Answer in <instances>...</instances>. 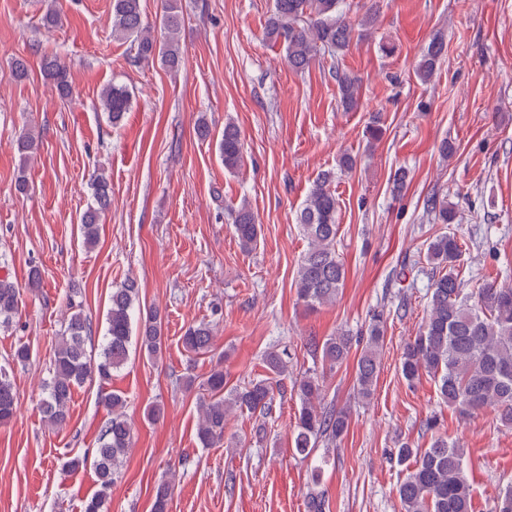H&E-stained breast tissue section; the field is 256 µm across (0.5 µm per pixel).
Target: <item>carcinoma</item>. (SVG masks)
<instances>
[{"instance_id":"1","label":"carcinoma","mask_w":512,"mask_h":512,"mask_svg":"<svg viewBox=\"0 0 512 512\" xmlns=\"http://www.w3.org/2000/svg\"><path fill=\"white\" fill-rule=\"evenodd\" d=\"M340 0H274L272 13L265 25L266 39L282 44L288 68L303 72L309 68L316 52L334 57L350 47L355 32L373 28L371 13L353 24L339 12ZM184 18L177 0H165L158 27L145 21L142 0H112V38L130 43L135 62H159L170 70L182 63L180 31ZM445 41L434 37L416 65L417 77L430 81L445 52ZM41 69L63 98L73 96L74 87L67 67L54 56L41 60ZM342 107L351 111L358 106L359 86L347 71L335 70ZM99 107L110 122L118 124L131 107L128 90L108 85L99 95ZM18 150L24 156L37 149V138L23 129L17 137ZM244 143L238 126L227 121L218 142L224 169L234 172L243 159ZM336 173L321 172L296 214L308 240V249L297 268L296 293L308 309H316L336 300L346 280V269L336 254L338 199L333 183ZM94 203L81 215V235L87 247L99 238L102 216L111 205L110 182L102 175L90 178ZM426 211L442 224H451L455 211L447 199L433 195ZM234 234L242 250L257 247L261 227L244 201L234 214ZM462 254L455 234L442 233L429 242L426 260L441 271L434 279L426 319L419 335L409 341L401 356V374L408 383L429 373L438 385L441 399L455 409L460 418L491 407L501 423L512 426V287L487 283L474 292H464L457 271ZM20 290L6 278L0 279V329L13 324L18 310ZM139 290L136 281L126 279L112 289L106 325L97 357L87 351L93 326L81 305L69 302V313L58 337L49 371L42 385L41 406L46 423L63 427L68 419L69 404L75 389L96 378L101 384L127 363L132 345L150 357L161 353L164 336L162 322L155 314H137ZM385 335L383 316L376 315L370 326L366 345L355 367L354 389L367 400L374 393L380 369V351ZM183 349L193 355L204 354L212 346V329L205 323L188 326L180 337ZM309 348L320 354L322 365L331 369L348 361L353 337L340 332L323 341L310 337ZM265 366L281 377L288 371L285 353L270 352ZM300 401L293 428L296 454L308 458L319 442L334 441L347 433L349 417L344 411L321 405L319 377L306 374L294 380ZM198 398L199 420L196 439L203 448L224 442L228 413L236 409L267 417L273 410V389L268 379L252 380L243 386L226 388L224 371L215 369L202 383ZM111 412L99 437L98 448L91 457L76 456L68 461L71 470L91 466L99 486L98 494L85 504V512H104L112 485L120 477L126 454L132 447L134 429L124 408L126 399L119 393L105 396ZM17 397L10 375L0 369V424L13 420ZM397 462H411L398 485L403 512H473L471 484L466 474L464 449L445 437L436 438L422 450L402 444L395 449Z\"/></svg>"}]
</instances>
